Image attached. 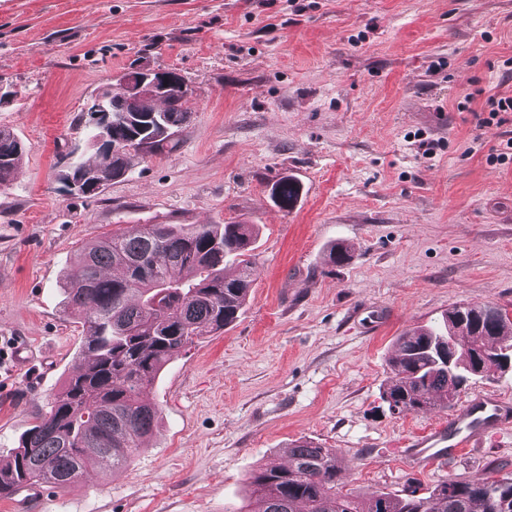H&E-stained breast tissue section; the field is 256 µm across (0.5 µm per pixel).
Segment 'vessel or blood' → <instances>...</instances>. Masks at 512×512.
I'll use <instances>...</instances> for the list:
<instances>
[{"mask_svg": "<svg viewBox=\"0 0 512 512\" xmlns=\"http://www.w3.org/2000/svg\"><path fill=\"white\" fill-rule=\"evenodd\" d=\"M512 429V406L501 398L475 393L451 409L447 421L408 438L402 454L412 465L447 463L485 437Z\"/></svg>", "mask_w": 512, "mask_h": 512, "instance_id": "obj_1", "label": "vessel or blood"}]
</instances>
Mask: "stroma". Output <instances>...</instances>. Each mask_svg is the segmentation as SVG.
Listing matches in <instances>:
<instances>
[{
  "label": "stroma",
  "instance_id": "obj_1",
  "mask_svg": "<svg viewBox=\"0 0 512 512\" xmlns=\"http://www.w3.org/2000/svg\"><path fill=\"white\" fill-rule=\"evenodd\" d=\"M510 57L512 0H0V128L26 148L0 188V337L34 355L0 366V460L75 368L84 331L59 283L81 245L140 224L259 228L241 316L147 389L160 421L129 463L0 512H237L253 470L300 440L367 493L512 476V431L411 471L400 441L448 414L381 399L401 333L459 304L512 313V163L490 161L504 134L478 124L512 95ZM142 67L185 76L188 122L70 194L62 173L97 156L86 105ZM288 177L289 209L270 196Z\"/></svg>",
  "mask_w": 512,
  "mask_h": 512
}]
</instances>
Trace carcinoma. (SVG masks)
Returning a JSON list of instances; mask_svg holds the SVG:
<instances>
[{"mask_svg":"<svg viewBox=\"0 0 512 512\" xmlns=\"http://www.w3.org/2000/svg\"><path fill=\"white\" fill-rule=\"evenodd\" d=\"M194 90L149 100L143 112L112 113L113 155L79 171L106 185L129 171L131 152L153 153L188 120ZM24 152L0 129V187L10 183ZM300 186L280 180L274 195L293 205ZM253 224H142L83 245L78 273L62 282L65 306L83 322L79 372L71 374L37 422L0 461V498L27 487L64 488L88 468L124 466L158 423L145 397L160 370L200 337L235 323L249 297ZM240 270L224 275V260ZM512 357V318L487 303L449 309L441 322L397 337L382 400L392 414L452 405L476 378L503 372ZM336 455L307 441L283 463L249 477L239 512H512V477L490 466L483 476L450 479L427 496L416 491L364 496L338 487Z\"/></svg>","mask_w":512,"mask_h":512,"instance_id":"cac0c4a2","label":"carcinoma"}]
</instances>
